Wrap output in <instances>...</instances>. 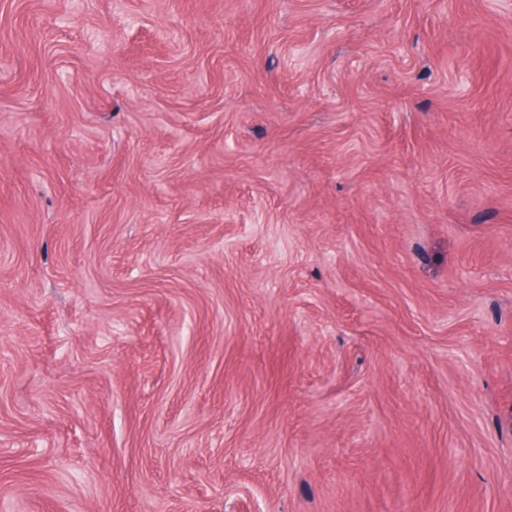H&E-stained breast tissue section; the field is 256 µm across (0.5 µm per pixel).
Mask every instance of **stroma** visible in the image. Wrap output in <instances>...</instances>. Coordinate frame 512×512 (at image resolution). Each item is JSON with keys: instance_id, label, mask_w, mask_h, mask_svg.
I'll return each mask as SVG.
<instances>
[{"instance_id": "stroma-1", "label": "stroma", "mask_w": 512, "mask_h": 512, "mask_svg": "<svg viewBox=\"0 0 512 512\" xmlns=\"http://www.w3.org/2000/svg\"><path fill=\"white\" fill-rule=\"evenodd\" d=\"M0 512H512V0H0Z\"/></svg>"}]
</instances>
